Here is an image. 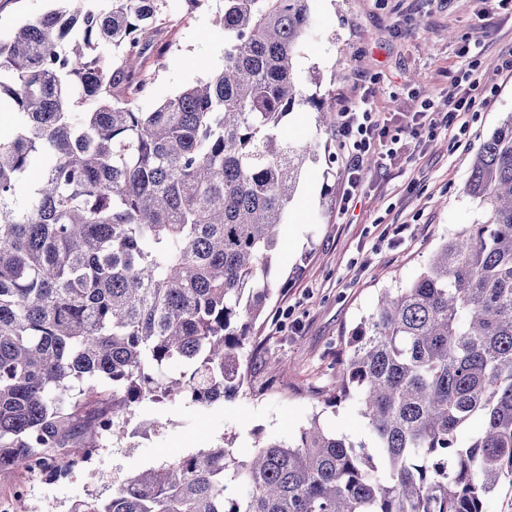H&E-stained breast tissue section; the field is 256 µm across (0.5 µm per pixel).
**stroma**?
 <instances>
[{
    "instance_id": "1",
    "label": "stroma",
    "mask_w": 512,
    "mask_h": 512,
    "mask_svg": "<svg viewBox=\"0 0 512 512\" xmlns=\"http://www.w3.org/2000/svg\"><path fill=\"white\" fill-rule=\"evenodd\" d=\"M53 6V0H0V40ZM222 7V0L196 7L170 0L163 42L140 67L153 77L138 99L142 109L223 66ZM312 14L296 62L299 81L335 112L367 97L400 149L385 160L365 154L363 193L345 211L346 160L332 133L304 108L282 122L283 138L323 146L304 166L269 274L274 291L261 337L283 371L257 395L245 390L212 405L145 404L125 418L121 443L100 448L67 476L0 473L1 503L25 479L29 512H69L76 501L111 498L128 475L223 439L238 459H247L257 441L291 440L315 414L328 429L365 440L366 422L354 401L322 402L336 380V354L383 289L415 279L449 234L481 217L464 186L475 152L512 114V77L498 70L512 53V0H313ZM474 42L480 83L471 90L477 105L466 128L429 131L424 100L444 111L468 64L461 49ZM327 182L329 207L322 203Z\"/></svg>"
}]
</instances>
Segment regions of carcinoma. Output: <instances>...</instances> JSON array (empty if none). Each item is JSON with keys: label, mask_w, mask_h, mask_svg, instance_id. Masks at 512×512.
I'll return each mask as SVG.
<instances>
[{"label": "carcinoma", "mask_w": 512, "mask_h": 512, "mask_svg": "<svg viewBox=\"0 0 512 512\" xmlns=\"http://www.w3.org/2000/svg\"><path fill=\"white\" fill-rule=\"evenodd\" d=\"M60 2L0 41V98L19 120L0 139V471L29 474L88 462L145 401L254 390L240 351L318 148L276 130L305 106L330 120L294 76L312 0H223L224 66L149 112L134 62L168 0ZM34 157L43 172L19 204ZM465 191L484 221L383 290L339 352L326 405L356 401L368 441L315 416L248 460L199 448L70 512H483L512 483V115ZM230 478L242 498L224 497Z\"/></svg>", "instance_id": "carcinoma-1"}]
</instances>
